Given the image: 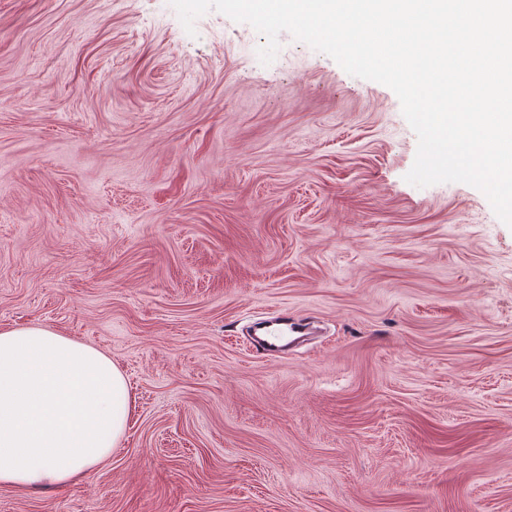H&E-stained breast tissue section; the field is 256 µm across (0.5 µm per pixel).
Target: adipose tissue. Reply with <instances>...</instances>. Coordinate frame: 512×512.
<instances>
[{
    "label": "adipose tissue",
    "instance_id": "1",
    "mask_svg": "<svg viewBox=\"0 0 512 512\" xmlns=\"http://www.w3.org/2000/svg\"><path fill=\"white\" fill-rule=\"evenodd\" d=\"M129 390L103 352L45 326L0 330V485L74 483L123 436Z\"/></svg>",
    "mask_w": 512,
    "mask_h": 512
}]
</instances>
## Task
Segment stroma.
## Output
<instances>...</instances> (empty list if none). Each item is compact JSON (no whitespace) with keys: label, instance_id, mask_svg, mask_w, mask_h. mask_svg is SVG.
I'll return each instance as SVG.
<instances>
[{"label":"stroma","instance_id":"35a3bbf8","mask_svg":"<svg viewBox=\"0 0 512 512\" xmlns=\"http://www.w3.org/2000/svg\"><path fill=\"white\" fill-rule=\"evenodd\" d=\"M168 0H0V328L91 345L128 429L0 512H512V228L408 183L387 86ZM289 315L316 332L269 354Z\"/></svg>","mask_w":512,"mask_h":512}]
</instances>
